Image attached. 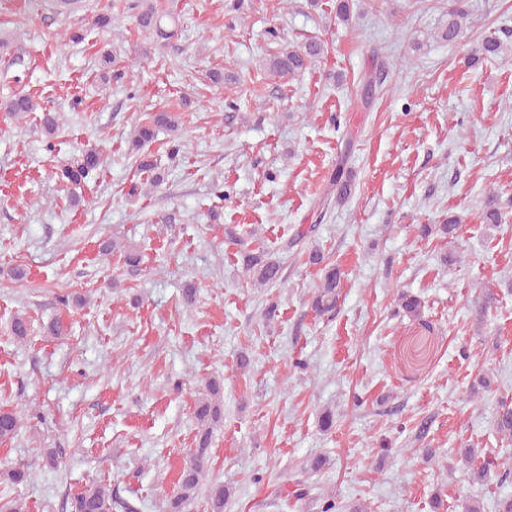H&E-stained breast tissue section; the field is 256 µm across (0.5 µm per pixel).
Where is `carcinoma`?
I'll list each match as a JSON object with an SVG mask.
<instances>
[{"mask_svg": "<svg viewBox=\"0 0 512 512\" xmlns=\"http://www.w3.org/2000/svg\"><path fill=\"white\" fill-rule=\"evenodd\" d=\"M79 0H28V20L44 18L50 12L60 15L67 6L75 5ZM127 8L135 11L138 25L152 31L162 38L167 35L162 27L163 16L160 15L152 0H130ZM467 14L461 8L448 11V24L441 28L440 38L448 42L456 40L463 31ZM325 45L318 40H311L303 46L285 48L270 58L269 69L280 77H293L307 69L313 62L324 56ZM38 103L28 94L14 93L3 97L0 101V113L7 119H18L28 112L37 109ZM178 116L172 112H155L147 117V121L134 130L133 142L141 148L150 143L157 131L178 129ZM106 163V157L96 147L86 148L74 164L63 165L56 171L58 180L65 184L79 185L93 175V172ZM331 180L337 186V199L342 200L351 194V181L345 178V171L339 167L332 174ZM483 222L486 224L502 223L503 213L499 204L498 194L489 191L482 210ZM245 270L260 285H273L280 279V265L257 254H244ZM341 284V272L336 266H324L322 284L312 299L311 307L319 315L336 309ZM422 301L419 297L403 292L399 295L397 313L418 317L421 314ZM208 395L201 398L195 405L194 417L197 420L195 448L183 465L178 479L177 490L168 501L169 512H183L185 505L199 493L205 477L209 461L210 445L214 427L223 420L224 410L220 404L221 383L210 379L206 383ZM496 431L504 437L512 438V403L501 402L496 419ZM23 427L22 419L11 409L0 408V444L11 441ZM34 463H20L8 469L0 470V479L14 485L22 484L31 479ZM229 495L224 485L215 484L207 490L210 512H224ZM118 501L105 485L85 488L71 496V512H112Z\"/></svg>", "mask_w": 512, "mask_h": 512, "instance_id": "cac0c4a2", "label": "carcinoma"}]
</instances>
